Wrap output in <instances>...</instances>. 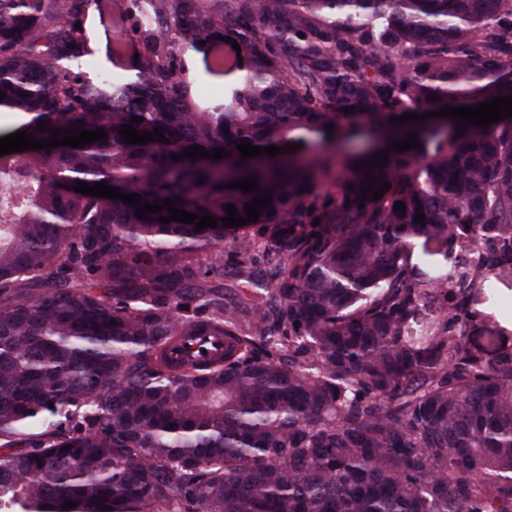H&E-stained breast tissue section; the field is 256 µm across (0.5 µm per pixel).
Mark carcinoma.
<instances>
[{"mask_svg":"<svg viewBox=\"0 0 512 512\" xmlns=\"http://www.w3.org/2000/svg\"><path fill=\"white\" fill-rule=\"evenodd\" d=\"M0 92L16 132L107 133L0 156V512H512V352L467 336L512 277V118L390 123L512 94V0H0ZM366 125L387 164L322 199L302 155Z\"/></svg>","mask_w":512,"mask_h":512,"instance_id":"cac0c4a2","label":"carcinoma"}]
</instances>
